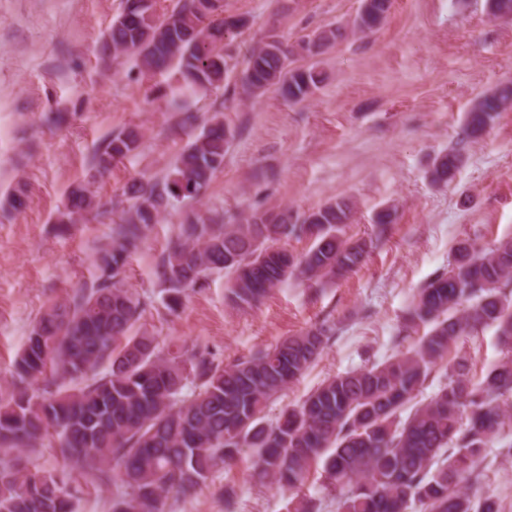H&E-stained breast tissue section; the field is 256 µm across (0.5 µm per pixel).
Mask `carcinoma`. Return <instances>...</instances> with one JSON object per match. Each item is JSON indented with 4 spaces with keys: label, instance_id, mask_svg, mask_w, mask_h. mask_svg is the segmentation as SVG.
<instances>
[{
    "label": "carcinoma",
    "instance_id": "obj_1",
    "mask_svg": "<svg viewBox=\"0 0 512 512\" xmlns=\"http://www.w3.org/2000/svg\"><path fill=\"white\" fill-rule=\"evenodd\" d=\"M387 16L371 0L349 28L328 27L290 46L274 34L248 51L242 87L263 96L276 87L293 103L318 91L316 64L293 65L298 50L318 42L317 54L347 35L372 33ZM244 25L218 18L210 0H180L162 16L155 0H125L102 39V61L137 55L142 71L171 75L174 96L220 87L228 78L227 37ZM512 108V85L478 96L466 112L464 132L477 141L500 113ZM232 132L214 115L193 135L163 178H135L122 190L117 239L97 246L95 276L70 300L48 305L32 326L13 366V382L0 390V512H77L81 490L68 474H45L22 464L29 448L55 450L71 471L112 483V512H169L241 449L252 451L254 470L292 491L322 462L340 486L336 512H499L490 496L473 491L487 449L512 456L505 428L512 424V237L490 247L460 241L448 270L418 289L410 322L430 330L415 345L381 364L325 379L299 404L267 421L269 402L323 355L333 328L322 324L248 357L217 363L186 345L162 353L156 336L134 331L144 302L127 285L129 258L176 202H198L224 167ZM142 140L129 127L106 137L92 158L102 176L135 153ZM462 163L458 150L436 155L430 181L448 186ZM26 185L0 198L19 209ZM90 183H77L56 223L87 215L109 218ZM353 204L331 200L303 214L287 208L249 209L233 224H217L190 209L162 254L156 274L172 312L189 289L222 273L238 306L252 307L292 276L332 281L354 270L373 241L345 237ZM305 237L296 256L280 242ZM493 326L507 354L481 382L469 377L468 359L445 362L448 349L483 326ZM446 382L420 395L432 372Z\"/></svg>",
    "mask_w": 512,
    "mask_h": 512
}]
</instances>
